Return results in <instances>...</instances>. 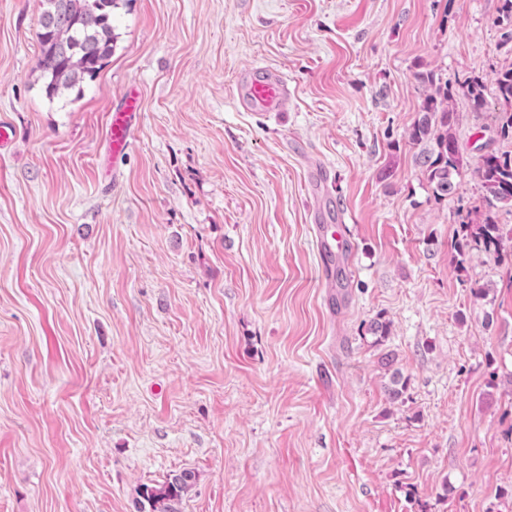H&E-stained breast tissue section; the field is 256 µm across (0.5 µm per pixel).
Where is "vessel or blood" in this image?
I'll return each instance as SVG.
<instances>
[{"mask_svg": "<svg viewBox=\"0 0 512 512\" xmlns=\"http://www.w3.org/2000/svg\"><path fill=\"white\" fill-rule=\"evenodd\" d=\"M290 93L287 78L259 64L245 70L237 87L240 106L251 112L281 111ZM140 111V96L133 90L110 114L107 141L113 156L119 157L127 152Z\"/></svg>", "mask_w": 512, "mask_h": 512, "instance_id": "1", "label": "vessel or blood"}]
</instances>
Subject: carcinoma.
<instances>
[{
    "mask_svg": "<svg viewBox=\"0 0 512 512\" xmlns=\"http://www.w3.org/2000/svg\"><path fill=\"white\" fill-rule=\"evenodd\" d=\"M36 34L41 55L40 79L47 98L54 99L68 91L81 92L83 85L97 78L105 61L112 55L115 42L113 11L118 0H42ZM425 87L421 108L409 132L410 143L418 148L415 163L437 202L457 194L458 177L464 168V156L456 137L459 114L454 110L457 93H463L473 110L487 106L484 79L469 76L455 83L442 79L434 71L417 74ZM497 100L493 138L512 141V66L500 69L494 78ZM474 172L483 189L484 212L480 219L459 224L453 250L456 267L465 264L474 252L502 258L512 231H504L494 210L512 207V151L492 150L479 156ZM391 323L379 315L367 325V332L380 342L390 335ZM407 388L399 370L391 375L386 388L390 402L402 399ZM195 475L185 470L165 482L145 485L139 491L137 512H175L174 506L192 487Z\"/></svg>",
    "mask_w": 512,
    "mask_h": 512,
    "instance_id": "cac0c4a2",
    "label": "carcinoma"
}]
</instances>
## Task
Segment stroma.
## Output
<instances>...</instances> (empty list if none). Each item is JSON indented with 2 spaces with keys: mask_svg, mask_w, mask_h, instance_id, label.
<instances>
[{
  "mask_svg": "<svg viewBox=\"0 0 512 512\" xmlns=\"http://www.w3.org/2000/svg\"><path fill=\"white\" fill-rule=\"evenodd\" d=\"M500 6L120 0L97 78L51 101L40 0H0V512H137L185 470L177 512H512V263L456 269L481 185L464 169L436 202L407 139L418 72L512 64ZM256 63L287 77L282 111L239 107ZM497 109L456 97L468 160L512 148ZM141 100L133 89L120 106L112 110L108 121L107 141L112 159L122 156L130 146L132 135L139 121Z\"/></svg>",
  "mask_w": 512,
  "mask_h": 512,
  "instance_id": "1",
  "label": "stroma"
}]
</instances>
